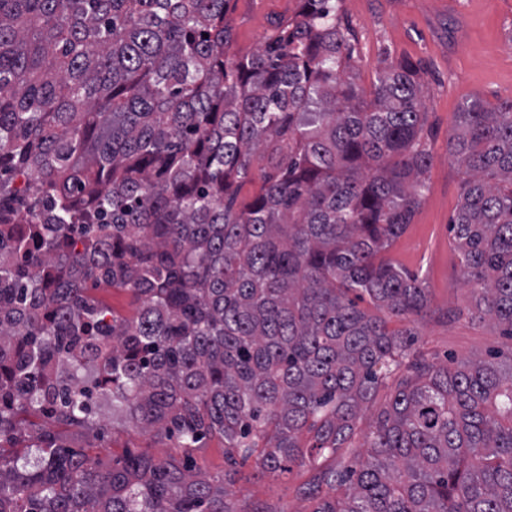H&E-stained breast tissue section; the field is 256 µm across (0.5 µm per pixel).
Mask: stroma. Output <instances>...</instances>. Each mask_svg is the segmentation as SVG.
Returning a JSON list of instances; mask_svg holds the SVG:
<instances>
[{
  "mask_svg": "<svg viewBox=\"0 0 512 512\" xmlns=\"http://www.w3.org/2000/svg\"><path fill=\"white\" fill-rule=\"evenodd\" d=\"M297 0H237L232 16L244 50L260 46L270 22L294 14ZM341 13L356 34L358 82L371 87L386 59L409 58L427 70L423 103L425 133L432 149L428 191L404 233L386 251L394 264L418 274L430 310L413 325L416 347L429 359L445 362L493 352L512 356V339L488 323L460 316L470 289L461 280L460 257L449 230L461 197L462 173L448 159L446 142L464 103L479 97L495 104L512 100V0H341ZM156 456L169 448L115 421L94 452L104 461L126 449ZM311 472L292 466L282 475L260 474L254 462L241 467L231 488L239 506L262 503L271 512H312L303 487Z\"/></svg>",
  "mask_w": 512,
  "mask_h": 512,
  "instance_id": "1",
  "label": "stroma"
}]
</instances>
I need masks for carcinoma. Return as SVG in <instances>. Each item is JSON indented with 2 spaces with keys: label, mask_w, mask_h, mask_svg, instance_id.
Segmentation results:
<instances>
[{
  "label": "carcinoma",
  "mask_w": 512,
  "mask_h": 512,
  "mask_svg": "<svg viewBox=\"0 0 512 512\" xmlns=\"http://www.w3.org/2000/svg\"><path fill=\"white\" fill-rule=\"evenodd\" d=\"M235 2L0 0V512H237L254 455L310 463L313 512H512V356L437 364L357 303L428 308L379 258L423 200L426 71L365 94L338 0L242 53ZM447 151L467 315L512 338V101L466 103ZM382 386L365 452L323 465ZM92 388L183 458L223 438L224 474L90 455L67 432L105 429ZM98 298L114 308L122 316H129L134 312L135 305L132 304L131 296L122 291H113L105 288L95 291Z\"/></svg>",
  "instance_id": "obj_1"
}]
</instances>
